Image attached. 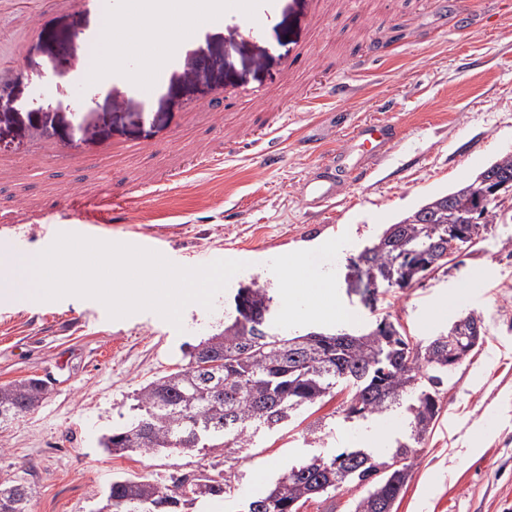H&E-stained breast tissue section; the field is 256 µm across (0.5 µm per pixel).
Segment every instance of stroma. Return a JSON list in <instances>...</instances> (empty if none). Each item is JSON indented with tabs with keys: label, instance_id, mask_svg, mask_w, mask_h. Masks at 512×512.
Returning <instances> with one entry per match:
<instances>
[{
	"label": "stroma",
	"instance_id": "obj_1",
	"mask_svg": "<svg viewBox=\"0 0 512 512\" xmlns=\"http://www.w3.org/2000/svg\"><path fill=\"white\" fill-rule=\"evenodd\" d=\"M324 4L314 23L309 0H279L258 39L225 15L179 50L152 92L96 83L101 51L88 35L89 13L46 9L33 33L14 6L0 7V29L26 46L11 79L0 81V156L34 152L39 136L91 157L107 143L129 141L151 147L131 169L162 168L242 143L270 125L279 129L284 156L279 166L265 168L242 151L226 158L223 170L134 193L129 223L88 227V237L105 242L136 246L153 238L156 252L183 267L198 266L203 252L213 261L246 262L213 309L185 308L181 328L149 310L113 319L100 301L74 295L0 300V383L35 376L49 388L37 409L0 426V482L30 481L31 512H95L118 474L160 480L226 470L236 475L231 497L206 499L197 508L235 512L238 501L263 491L285 466L363 447L369 429L384 432L386 446H394L407 430L405 412L346 418L344 387L233 458L220 448L113 455L101 445L104 434L131 420L142 387L178 370L184 350L216 332L225 304L250 280L275 289L274 323L283 332L335 329L334 321H312L301 303L286 306L279 293V265L318 241L336 244L327 276L353 315L352 331L388 314L425 343L462 314L473 311L484 321L482 345L448 378L442 414L397 512H512V200L504 205L508 222L490 226L486 241L413 288L387 292L377 311L348 298L343 282L348 257L385 225L512 154V0L494 10L473 0L475 17L464 32L453 0ZM61 53L67 72L45 84ZM339 83L350 85L348 95L333 96ZM191 104L222 118L198 122L174 145ZM369 122L396 124L400 141L361 154L352 136ZM302 137L319 142L320 156L296 147ZM338 154L359 169V178L341 183L328 204L310 205L304 182L320 157ZM73 177L59 159L0 176V256L42 252L68 232L47 214L58 187ZM20 196L30 212L15 210ZM455 289L460 297L449 300ZM322 419L321 436H307V427ZM475 439L481 451L473 455Z\"/></svg>",
	"mask_w": 512,
	"mask_h": 512
}]
</instances>
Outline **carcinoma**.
<instances>
[{
    "label": "carcinoma",
    "mask_w": 512,
    "mask_h": 512,
    "mask_svg": "<svg viewBox=\"0 0 512 512\" xmlns=\"http://www.w3.org/2000/svg\"><path fill=\"white\" fill-rule=\"evenodd\" d=\"M507 184L499 194L512 193V155L486 167L475 180L432 197L400 221L389 224L348 265L355 276L352 292L370 311L379 297H365V281L399 271L404 287L412 288L426 274L447 265L436 262L455 232L464 252L486 240L488 225L499 221L500 203L477 209L478 194L492 185ZM257 310L272 307L269 289L255 282L237 290ZM476 348L465 339L448 345L442 334L422 344L407 336L398 321L385 316L367 331L336 342V332L288 336L265 317L239 308L224 318V329L184 352L187 363L159 377L137 394L135 416L103 437L111 454L224 449V457L252 444L265 430L288 423L292 415L352 387L345 417L383 414L403 409L408 429L386 455L361 448L332 456H314L285 468L263 492L245 498L236 512H298L313 497L329 499L343 489H361L354 512H394L420 458L428 432L442 411L448 354L462 362ZM39 378L0 384V424L19 419L47 398ZM403 464L382 472L394 457ZM236 475H181L164 483L148 477L112 479L97 512H182L199 498L223 497L233 491ZM34 490L26 481L0 483V503L11 512H29Z\"/></svg>",
    "instance_id": "carcinoma-1"
}]
</instances>
